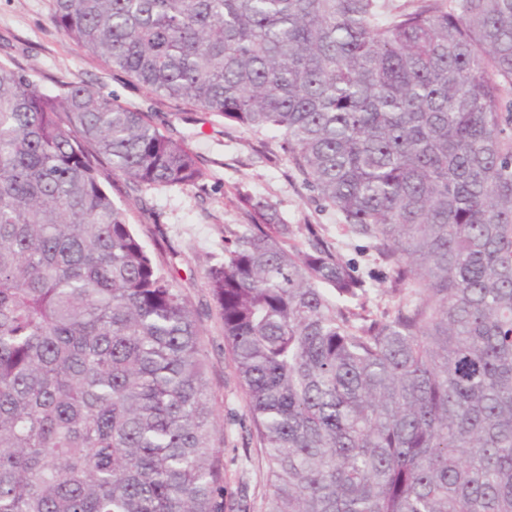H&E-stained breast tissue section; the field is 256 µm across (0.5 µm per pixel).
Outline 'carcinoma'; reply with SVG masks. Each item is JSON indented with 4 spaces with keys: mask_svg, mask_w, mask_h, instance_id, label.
<instances>
[{
    "mask_svg": "<svg viewBox=\"0 0 512 512\" xmlns=\"http://www.w3.org/2000/svg\"><path fill=\"white\" fill-rule=\"evenodd\" d=\"M52 0L160 98L278 134L390 272L391 309L277 209L207 273L266 450L261 512H512V0ZM199 155L0 62V512H234L187 300L104 186Z\"/></svg>",
    "mask_w": 512,
    "mask_h": 512,
    "instance_id": "carcinoma-1",
    "label": "carcinoma"
}]
</instances>
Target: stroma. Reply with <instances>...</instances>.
Returning <instances> with one entry per match:
<instances>
[{"label": "stroma", "instance_id": "stroma-1", "mask_svg": "<svg viewBox=\"0 0 512 512\" xmlns=\"http://www.w3.org/2000/svg\"><path fill=\"white\" fill-rule=\"evenodd\" d=\"M9 57L34 76L40 89L52 88L59 78L83 82L151 112L159 127H173L199 155L204 176L195 185L138 191L116 175L111 194L197 313L215 410L224 423V490L246 495L250 512H261L268 491L264 450L253 432L206 279L207 270L224 258L225 225L247 223L242 195L268 201L290 225V244L306 248L309 230H316L370 276L368 308L375 313L392 304L387 268L366 240L317 199L282 153L276 135L255 134L215 116L204 124L180 121L177 102L153 96L70 43L50 21V0H0V61Z\"/></svg>", "mask_w": 512, "mask_h": 512}]
</instances>
